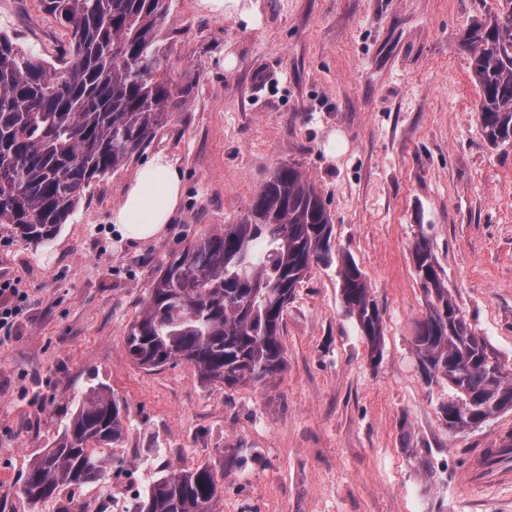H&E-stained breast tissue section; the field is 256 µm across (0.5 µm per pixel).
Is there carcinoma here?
Masks as SVG:
<instances>
[{
	"label": "carcinoma",
	"instance_id": "obj_1",
	"mask_svg": "<svg viewBox=\"0 0 512 512\" xmlns=\"http://www.w3.org/2000/svg\"><path fill=\"white\" fill-rule=\"evenodd\" d=\"M465 38L480 89L485 140L512 143V0ZM70 35L72 63L52 77L0 34V224L24 241L52 240L90 186L144 150L192 87L176 85L160 26L167 0H41ZM331 216L295 163L279 166L244 214L198 239L159 270L126 329L131 362L153 370L184 361L201 379L254 386L285 365L283 311L311 263H340L341 295L370 361L383 352L382 316L355 261L337 253ZM413 261L428 297L414 350L425 381L454 396L445 428H474L512 410V378L467 324L425 237ZM125 405L111 388L85 392L61 433L29 465L19 497L31 504L94 479L97 450L119 442ZM217 473L203 464L157 479L136 512H219Z\"/></svg>",
	"mask_w": 512,
	"mask_h": 512
}]
</instances>
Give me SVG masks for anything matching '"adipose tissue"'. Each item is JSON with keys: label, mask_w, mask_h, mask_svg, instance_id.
I'll list each match as a JSON object with an SVG mask.
<instances>
[{"label": "adipose tissue", "mask_w": 512, "mask_h": 512, "mask_svg": "<svg viewBox=\"0 0 512 512\" xmlns=\"http://www.w3.org/2000/svg\"><path fill=\"white\" fill-rule=\"evenodd\" d=\"M182 199L178 167L159 153L142 165L121 203L112 211V222L127 243L160 237L171 224Z\"/></svg>", "instance_id": "1"}]
</instances>
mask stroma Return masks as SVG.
<instances>
[{
    "mask_svg": "<svg viewBox=\"0 0 512 512\" xmlns=\"http://www.w3.org/2000/svg\"><path fill=\"white\" fill-rule=\"evenodd\" d=\"M242 6L218 15L170 0L168 69L190 98L53 240L34 246L0 226V280L27 294L11 336L0 335V512H59L69 498L134 512L159 477L200 464L224 476L221 512H512L511 487L466 478L471 449L512 433V411L449 432L441 408L452 392L425 382L412 345L427 309L412 254L423 236L467 323L512 374V144L485 141L462 44L496 0ZM0 33L52 66L68 48L39 0H0ZM334 131L348 150L331 158ZM160 152L180 169L181 209L162 238L122 242L112 210ZM289 162L317 187L336 245L371 288L380 363L344 308L337 265L318 263L283 314L286 367L264 385H210L182 361L135 366L125 329L160 267L236 223ZM102 384L127 412L100 477L23 504L30 462L63 428L60 402Z\"/></svg>",
    "mask_w": 512,
    "mask_h": 512,
    "instance_id": "1",
    "label": "stroma"
}]
</instances>
